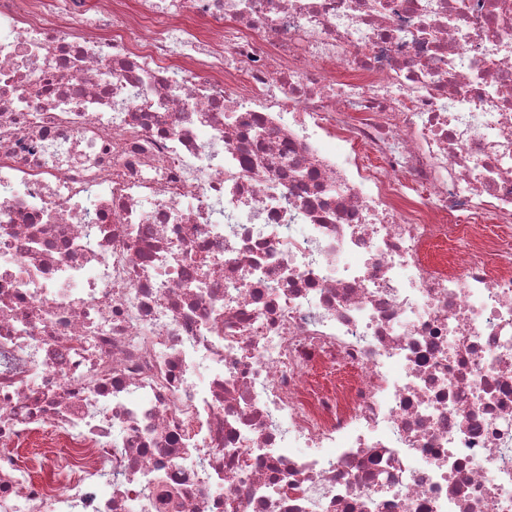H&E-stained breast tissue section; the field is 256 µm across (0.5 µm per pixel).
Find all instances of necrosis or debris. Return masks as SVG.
Instances as JSON below:
<instances>
[{
  "instance_id": "1",
  "label": "necrosis or debris",
  "mask_w": 512,
  "mask_h": 512,
  "mask_svg": "<svg viewBox=\"0 0 512 512\" xmlns=\"http://www.w3.org/2000/svg\"><path fill=\"white\" fill-rule=\"evenodd\" d=\"M0 512H512V0H0Z\"/></svg>"
}]
</instances>
